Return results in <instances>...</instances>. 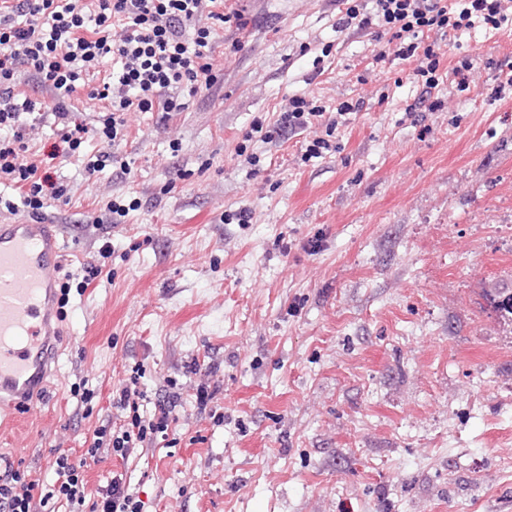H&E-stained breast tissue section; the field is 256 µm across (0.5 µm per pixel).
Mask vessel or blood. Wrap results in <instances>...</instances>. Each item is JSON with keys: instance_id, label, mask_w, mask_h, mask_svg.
I'll return each mask as SVG.
<instances>
[{"instance_id": "b4317fda", "label": "vessel or blood", "mask_w": 512, "mask_h": 512, "mask_svg": "<svg viewBox=\"0 0 512 512\" xmlns=\"http://www.w3.org/2000/svg\"><path fill=\"white\" fill-rule=\"evenodd\" d=\"M65 261L50 225H0V405L26 407L51 377L58 275Z\"/></svg>"}]
</instances>
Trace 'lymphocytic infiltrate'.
Instances as JSON below:
<instances>
[{
  "label": "lymphocytic infiltrate",
  "mask_w": 512,
  "mask_h": 512,
  "mask_svg": "<svg viewBox=\"0 0 512 512\" xmlns=\"http://www.w3.org/2000/svg\"><path fill=\"white\" fill-rule=\"evenodd\" d=\"M342 28L380 27L396 58L416 59L413 79L421 88L413 109L436 111L441 102L432 91L447 34L475 26L502 30L512 26V0H341ZM243 30L248 22L224 0H0V179L18 193L33 217H41L48 201L67 200V189L46 170L49 161L71 157L88 136L108 146L123 140L125 113L183 111L181 93L196 94L218 81L214 71L216 26ZM114 69L102 73L104 60ZM99 74L94 87L84 78ZM34 88L73 95L85 87L102 104L98 124L88 127L72 112L19 92L21 81ZM321 107L292 96L262 140H287L322 119ZM60 127V139L47 157L29 154L30 135L47 120ZM147 396L130 376L112 397L115 422L99 426L80 457L57 449L55 481L42 490L24 469L6 466L0 475V512H40L49 500L70 512H142L143 504L129 490L123 474L113 473L96 501H88L83 470L110 455L128 460L167 434L177 419L176 398L167 395L151 415L140 412Z\"/></svg>",
  "instance_id": "lymphocytic-infiltrate-1"
}]
</instances>
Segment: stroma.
Returning <instances> with one entry per match:
<instances>
[{"mask_svg": "<svg viewBox=\"0 0 512 512\" xmlns=\"http://www.w3.org/2000/svg\"><path fill=\"white\" fill-rule=\"evenodd\" d=\"M230 3L250 24L215 57L223 85L166 119L127 113L95 176V140L53 163L71 200L44 219L68 241L64 270L103 269L70 290L48 389L0 412V469L52 485L55 448L111 421L136 367L147 396L179 394L177 430L91 465L89 498L120 471L143 512H512V315L490 300L512 289V92L497 91L512 30L451 36L441 108L416 122V60L378 61L338 8ZM294 95L331 117L364 107L320 158L305 148L321 125L251 138ZM118 197L139 206L112 214ZM196 360L210 373L187 376ZM200 383L216 391L204 411ZM79 385L99 397H71Z\"/></svg>", "mask_w": 512, "mask_h": 512, "instance_id": "1", "label": "stroma"}]
</instances>
